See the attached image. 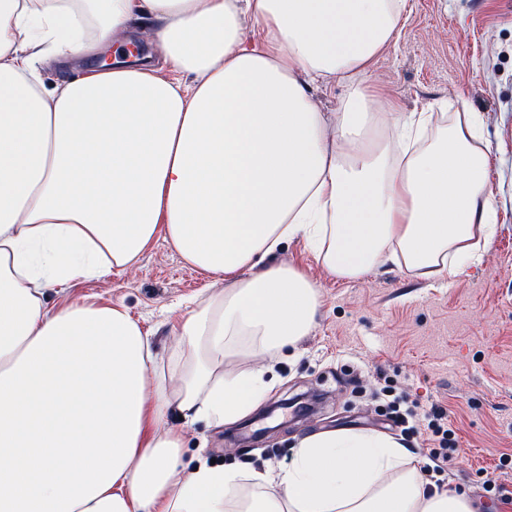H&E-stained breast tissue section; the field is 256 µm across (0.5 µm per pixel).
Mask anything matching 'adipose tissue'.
<instances>
[{"label":"adipose tissue","instance_id":"ef3b65f1","mask_svg":"<svg viewBox=\"0 0 512 512\" xmlns=\"http://www.w3.org/2000/svg\"><path fill=\"white\" fill-rule=\"evenodd\" d=\"M407 0H0V512H473L428 491L386 435L301 438L273 472L185 469L169 413L214 427L270 388L250 355L295 347L318 309L299 270L265 260L304 239L333 277L389 262L442 279L497 230L475 113L432 122L378 86L321 111L312 88L368 72ZM159 27L155 50L87 58ZM73 76L49 89L35 67ZM391 133L359 148L377 108ZM164 240L213 288L159 365L119 305L46 303L48 289L131 268Z\"/></svg>","mask_w":512,"mask_h":512}]
</instances>
